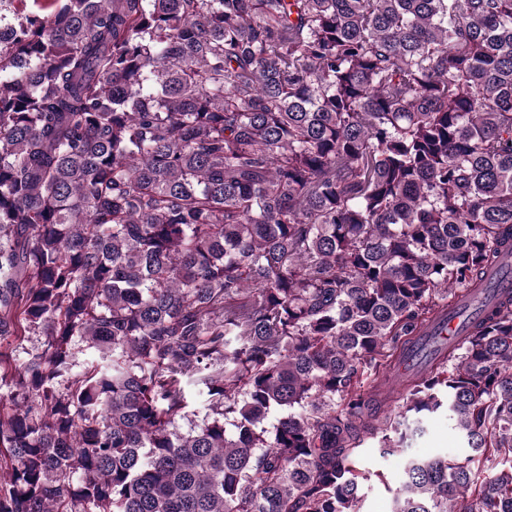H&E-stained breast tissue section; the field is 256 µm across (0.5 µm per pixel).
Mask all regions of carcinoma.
<instances>
[{
	"instance_id": "carcinoma-1",
	"label": "carcinoma",
	"mask_w": 512,
	"mask_h": 512,
	"mask_svg": "<svg viewBox=\"0 0 512 512\" xmlns=\"http://www.w3.org/2000/svg\"><path fill=\"white\" fill-rule=\"evenodd\" d=\"M36 2L0 0V339L46 336L0 351V512H361L367 438L394 512H512V288L400 371L512 250V0ZM443 410L469 454H409ZM359 468L370 473L382 472L387 477L388 484L379 482L374 476L362 486L363 512H391L393 492L401 479L405 456L395 454L383 456L380 454L375 440H369L360 447L357 457Z\"/></svg>"
}]
</instances>
